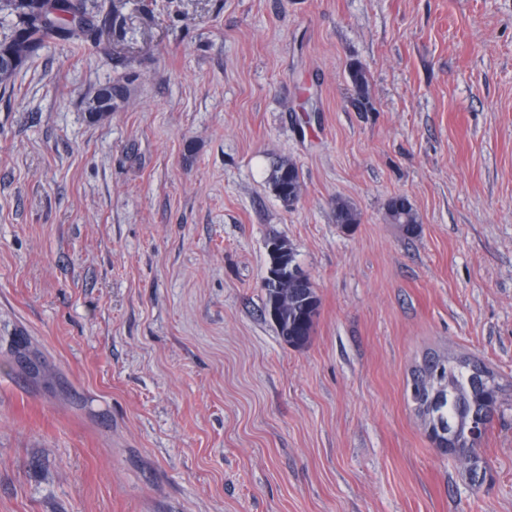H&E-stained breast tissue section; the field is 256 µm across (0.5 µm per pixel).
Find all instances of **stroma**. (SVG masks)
Segmentation results:
<instances>
[{
    "label": "stroma",
    "instance_id": "obj_1",
    "mask_svg": "<svg viewBox=\"0 0 512 512\" xmlns=\"http://www.w3.org/2000/svg\"><path fill=\"white\" fill-rule=\"evenodd\" d=\"M116 5L0 84V512H512V410L477 487L407 392L432 355L512 382V0ZM103 91V97L106 98V102L100 105V91ZM127 94V90L120 85H112L111 82L101 87L96 96L88 103V114L89 118L93 121H97L102 117L106 116L112 111V104L118 97H124ZM107 107V109H103ZM269 184L276 196L288 206V199H294L301 191L300 171L294 163L282 161L272 170L269 176ZM298 197L290 206L297 201ZM388 215L393 224H401L404 227L406 234L413 235L416 232L418 217L405 198H393L388 205ZM267 275L269 285H275L278 288H288V281L292 285H298L305 280L301 271L295 267L283 274L280 266H274ZM263 288L266 296L265 313L275 324L282 340L295 349L307 346L311 340L320 306L319 297L310 280L303 288L295 286L288 288V302L280 299L277 288L266 287L264 280ZM304 299H309L308 309L303 305Z\"/></svg>",
    "mask_w": 512,
    "mask_h": 512
}]
</instances>
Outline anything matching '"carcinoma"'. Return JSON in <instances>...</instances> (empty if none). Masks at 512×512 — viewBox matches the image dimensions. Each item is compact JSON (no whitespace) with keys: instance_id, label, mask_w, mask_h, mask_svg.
Wrapping results in <instances>:
<instances>
[{"instance_id":"cac0c4a2","label":"carcinoma","mask_w":512,"mask_h":512,"mask_svg":"<svg viewBox=\"0 0 512 512\" xmlns=\"http://www.w3.org/2000/svg\"><path fill=\"white\" fill-rule=\"evenodd\" d=\"M45 4L46 0H0V16L10 19L9 24L0 25V84L7 83L48 41L57 38L56 31L68 32V39L72 41H84L92 31L89 18L99 15L101 8L99 0H78L80 24H75L74 19L66 15L46 24L43 22ZM350 78L359 97L367 99L368 79L364 69L352 67ZM101 90L106 102L99 103L100 96L97 95L88 103L89 118L93 121L112 112L115 100L127 94L124 87L110 82ZM269 184L286 204L301 191L300 171L294 163L283 161L272 170ZM388 215L391 222L402 225L407 234L415 233L418 217L405 198H393L388 205ZM336 222L349 227L358 223V213L349 203L339 201L336 203ZM265 296V313L270 316L282 340L295 349L307 346L320 306L312 283L303 288L288 289L286 302L280 299L276 288H265ZM471 362L473 359L469 357H431L413 373L415 387L421 388L420 396L414 402L424 417L426 428L433 432L434 438L441 440L444 436L439 430L463 431L473 416H486L483 431L474 440L443 449L451 459L465 465L472 481L480 485L486 479L488 468L486 462L474 453V448L478 447L494 418L512 407V401L498 375L490 368L487 372L492 383H475L468 376Z\"/></svg>"}]
</instances>
